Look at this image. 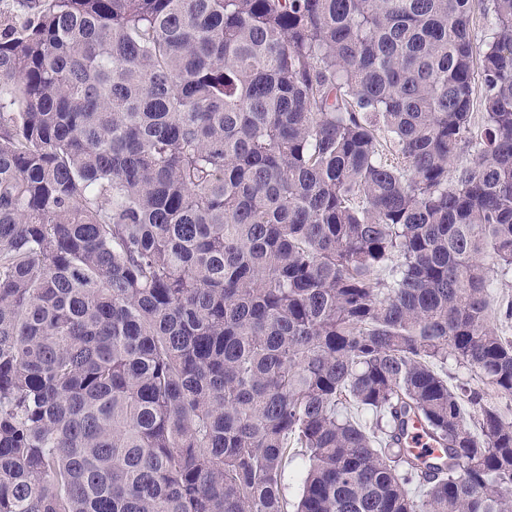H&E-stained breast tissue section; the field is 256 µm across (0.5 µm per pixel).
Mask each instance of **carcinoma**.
I'll return each instance as SVG.
<instances>
[{
	"instance_id": "1",
	"label": "carcinoma",
	"mask_w": 512,
	"mask_h": 512,
	"mask_svg": "<svg viewBox=\"0 0 512 512\" xmlns=\"http://www.w3.org/2000/svg\"><path fill=\"white\" fill-rule=\"evenodd\" d=\"M477 2L30 0L0 512H512V0L479 41ZM302 473L303 461L297 457L288 465L285 476V493L291 502H295L300 494Z\"/></svg>"
}]
</instances>
